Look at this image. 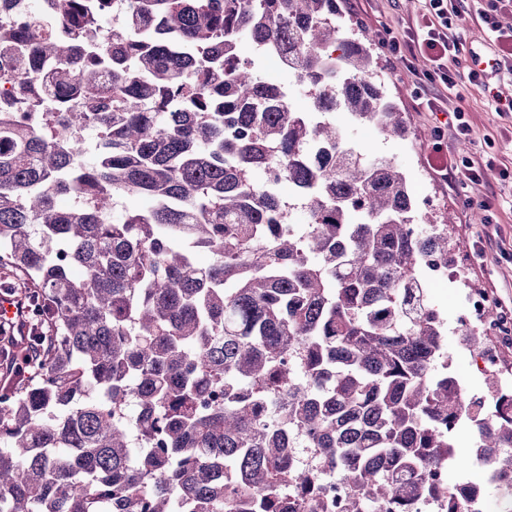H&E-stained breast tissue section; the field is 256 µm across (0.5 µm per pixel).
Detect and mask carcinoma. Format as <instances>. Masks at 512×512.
Here are the masks:
<instances>
[{"instance_id": "cac0c4a2", "label": "carcinoma", "mask_w": 512, "mask_h": 512, "mask_svg": "<svg viewBox=\"0 0 512 512\" xmlns=\"http://www.w3.org/2000/svg\"><path fill=\"white\" fill-rule=\"evenodd\" d=\"M8 39L0 83L36 103L45 64L60 103L0 121V266L43 326L3 348L0 512H478L499 491L512 512V388L463 396L423 277L448 225L421 228L393 159L311 121L407 133L336 0H45ZM245 45L288 57L311 110ZM86 127L108 134L89 158ZM124 195L155 205L117 214ZM463 420L486 474L453 482Z\"/></svg>"}]
</instances>
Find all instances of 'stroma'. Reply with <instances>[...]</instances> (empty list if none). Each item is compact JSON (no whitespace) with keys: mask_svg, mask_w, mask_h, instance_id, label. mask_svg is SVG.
Instances as JSON below:
<instances>
[{"mask_svg":"<svg viewBox=\"0 0 512 512\" xmlns=\"http://www.w3.org/2000/svg\"><path fill=\"white\" fill-rule=\"evenodd\" d=\"M340 13L356 28L380 38L384 28L402 29L413 22L421 8L420 0H336ZM464 19L460 31L459 60L462 70L474 65L475 57L491 58L492 37L477 19L482 0H455ZM378 75L386 94L405 119L409 133L405 138H390L372 125H349L345 113L334 112L330 121L341 128L347 141L363 152L392 158L404 172L421 213L433 223L451 217L448 248L453 262L444 280H428L432 303L440 310L446 327V352L450 373L468 396L487 395L488 382L480 370L472 348L462 344L463 299L478 290L494 300L498 317H512V175L502 178L501 170L512 172V114L496 112L489 99L497 93L512 99V72L502 70L487 76V88L469 86L462 93L443 92L448 107L461 108L472 127V137L460 140L448 135L440 140L448 154L457 158L476 155L490 159L482 185L462 184L454 176L432 171L427 158L434 141V115L426 112L412 94L416 73L428 69L425 59L406 66L400 58L376 48ZM492 197L491 210L480 202Z\"/></svg>","mask_w":512,"mask_h":512,"instance_id":"obj_1","label":"stroma"}]
</instances>
